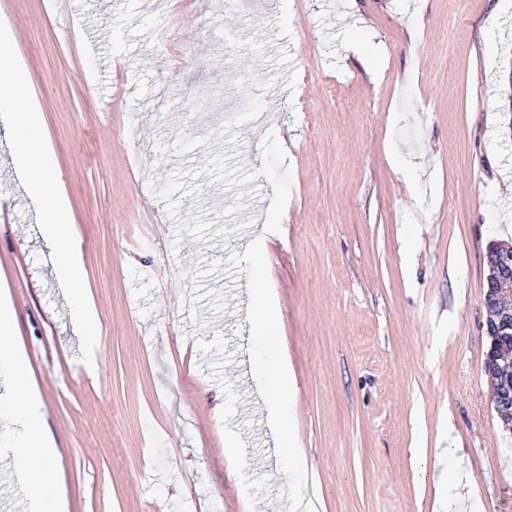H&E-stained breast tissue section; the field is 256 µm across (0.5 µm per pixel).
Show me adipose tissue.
Wrapping results in <instances>:
<instances>
[{"instance_id":"ef3b65f1","label":"adipose tissue","mask_w":512,"mask_h":512,"mask_svg":"<svg viewBox=\"0 0 512 512\" xmlns=\"http://www.w3.org/2000/svg\"><path fill=\"white\" fill-rule=\"evenodd\" d=\"M24 74L4 44L0 43V108H17L15 159L26 173L34 195L47 198L39 213L45 236L58 257V276L71 288L78 331L87 346L98 341V319L94 307L81 288V256L74 242V226L65 198L59 191L60 177L51 155L38 134V116L20 111ZM14 316L9 302L0 301V371L9 372L18 394L15 423L22 440L13 463L19 484L32 512H60L58 487L60 475L52 459L54 446L43 426V415L28 392V371L14 336Z\"/></svg>"}]
</instances>
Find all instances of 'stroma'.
<instances>
[{
    "mask_svg": "<svg viewBox=\"0 0 512 512\" xmlns=\"http://www.w3.org/2000/svg\"><path fill=\"white\" fill-rule=\"evenodd\" d=\"M2 31L98 317L91 372L0 111V291L67 512H512L483 368L512 0H0ZM256 288L279 309L261 332ZM284 359L293 460L265 404ZM13 413L0 376V512L25 501Z\"/></svg>",
    "mask_w": 512,
    "mask_h": 512,
    "instance_id": "1",
    "label": "stroma"
}]
</instances>
